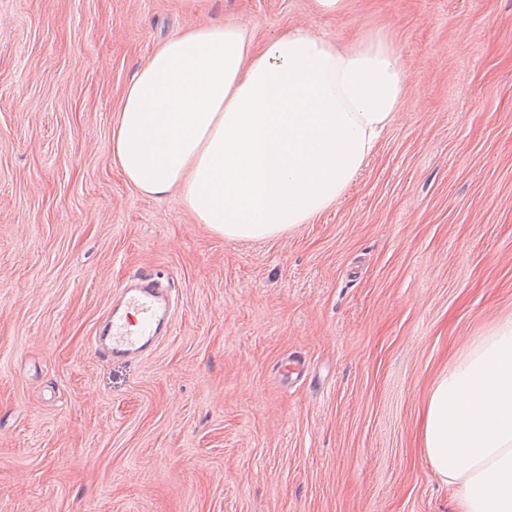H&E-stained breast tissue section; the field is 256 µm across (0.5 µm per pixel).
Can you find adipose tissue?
Returning <instances> with one entry per match:
<instances>
[{
    "instance_id": "adipose-tissue-1",
    "label": "adipose tissue",
    "mask_w": 512,
    "mask_h": 512,
    "mask_svg": "<svg viewBox=\"0 0 512 512\" xmlns=\"http://www.w3.org/2000/svg\"><path fill=\"white\" fill-rule=\"evenodd\" d=\"M410 86L380 34L347 43L303 25L260 41L248 22L211 21L162 39L133 73L112 162L224 239H277L345 196ZM419 441L457 512H512V318L434 378Z\"/></svg>"
}]
</instances>
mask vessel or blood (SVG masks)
Here are the masks:
<instances>
[{"label":"vessel or blood","mask_w":512,"mask_h":512,"mask_svg":"<svg viewBox=\"0 0 512 512\" xmlns=\"http://www.w3.org/2000/svg\"><path fill=\"white\" fill-rule=\"evenodd\" d=\"M170 289L146 277L124 285L103 328L94 339L104 360L143 356L152 351L170 325Z\"/></svg>","instance_id":"vessel-or-blood-1"}]
</instances>
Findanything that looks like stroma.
Wrapping results in <instances>:
<instances>
[{
  "instance_id": "obj_1",
  "label": "stroma",
  "mask_w": 512,
  "mask_h": 512,
  "mask_svg": "<svg viewBox=\"0 0 512 512\" xmlns=\"http://www.w3.org/2000/svg\"><path fill=\"white\" fill-rule=\"evenodd\" d=\"M221 16L381 33L413 77L345 197L274 240H226L111 161L151 48ZM137 273L174 282L169 331L101 361ZM508 317L512 0H0V512H454L420 415Z\"/></svg>"
}]
</instances>
